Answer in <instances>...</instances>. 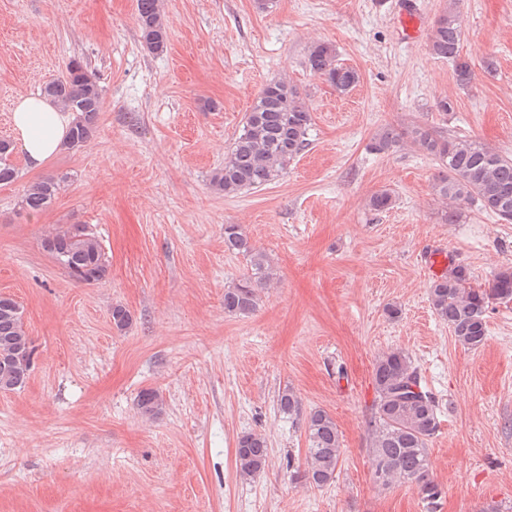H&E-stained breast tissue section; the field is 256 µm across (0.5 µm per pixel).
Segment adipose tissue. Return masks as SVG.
Wrapping results in <instances>:
<instances>
[{
    "mask_svg": "<svg viewBox=\"0 0 512 512\" xmlns=\"http://www.w3.org/2000/svg\"><path fill=\"white\" fill-rule=\"evenodd\" d=\"M12 120L29 166L37 169L51 159L66 140L71 117L49 100L28 95L16 101Z\"/></svg>",
    "mask_w": 512,
    "mask_h": 512,
    "instance_id": "adipose-tissue-1",
    "label": "adipose tissue"
}]
</instances>
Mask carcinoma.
<instances>
[{
    "mask_svg": "<svg viewBox=\"0 0 512 512\" xmlns=\"http://www.w3.org/2000/svg\"><path fill=\"white\" fill-rule=\"evenodd\" d=\"M449 0L434 21L429 35V51L454 66L457 84L469 86L477 77L474 64L462 57V29ZM138 25L144 45L151 52L167 46L168 31L162 0H137ZM306 66L336 91L346 93L359 82L356 70L338 62L336 49L329 43L314 44ZM43 95L72 115L69 136L63 143L68 151L86 147L95 137L103 109L98 81L78 61L66 74L45 84ZM313 115L305 98L288 81L266 84L257 95L242 128L224 156V165L212 172L209 188L226 195L260 189L276 180L288 164L308 146ZM431 157L437 166L434 189L458 203L477 201L481 208L506 224L512 223V157L504 156L472 137L448 138L421 125L406 129L379 128L368 145L375 154H389L404 141ZM14 146L0 138V186L19 178L12 162ZM63 178L46 176L29 184L21 197V207L37 213L52 204L62 190ZM395 197L388 189L371 195L369 207L385 212L393 208ZM48 252L77 284L99 285L106 281L111 261L98 236L86 224H68L42 240ZM224 248L241 255L250 270L238 283L224 289V311L235 316L253 314L262 301L261 291L273 279L274 270L266 255L256 248L241 224L224 225ZM463 265H455L430 281L428 300L434 314L467 350H478L488 339L487 314L490 306L512 302V267L494 275L485 288H475ZM20 304L0 294V390L24 386L33 367L35 348L17 312ZM375 397L367 420L370 435L369 464L375 485L386 488L398 482L413 487L424 512H441L443 487L436 481L429 455V442L440 431L439 403L422 384L417 367L403 349L389 350L376 359L372 371ZM280 413L305 416L306 461L304 467L289 471L292 483L323 487L336 478L343 454L341 433L335 419L324 409L303 413L298 395L287 388L277 396ZM140 413L155 418L163 411L158 391H140ZM235 460L239 475L252 479L268 466L266 437L245 432L237 438Z\"/></svg>",
    "mask_w": 512,
    "mask_h": 512,
    "instance_id": "obj_1",
    "label": "carcinoma"
}]
</instances>
